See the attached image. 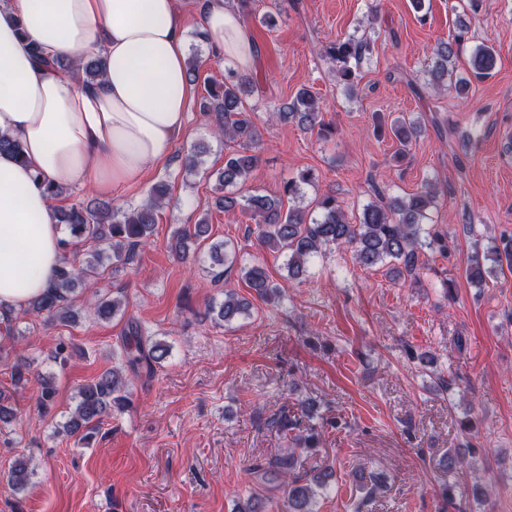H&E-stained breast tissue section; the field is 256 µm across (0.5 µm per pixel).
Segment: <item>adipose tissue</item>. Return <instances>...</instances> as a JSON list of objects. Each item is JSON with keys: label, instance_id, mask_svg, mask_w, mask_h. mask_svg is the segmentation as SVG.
<instances>
[{"label": "adipose tissue", "instance_id": "ef3b65f1", "mask_svg": "<svg viewBox=\"0 0 512 512\" xmlns=\"http://www.w3.org/2000/svg\"><path fill=\"white\" fill-rule=\"evenodd\" d=\"M214 53L250 73L259 47L229 0H200ZM43 59H36L35 50ZM102 57L84 84L53 58ZM178 0H0V310L41 296L63 260L67 231L45 185L101 196L166 163L186 133L192 87Z\"/></svg>", "mask_w": 512, "mask_h": 512}]
</instances>
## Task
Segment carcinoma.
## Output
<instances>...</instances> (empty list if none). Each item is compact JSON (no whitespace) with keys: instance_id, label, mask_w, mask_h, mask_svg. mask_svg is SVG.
Instances as JSON below:
<instances>
[{"instance_id":"cac0c4a2","label":"carcinoma","mask_w":512,"mask_h":512,"mask_svg":"<svg viewBox=\"0 0 512 512\" xmlns=\"http://www.w3.org/2000/svg\"><path fill=\"white\" fill-rule=\"evenodd\" d=\"M468 25L464 21L457 24V32L448 41L436 45L433 50V65L429 69L434 90L446 89L455 97L468 99L471 79H484L495 68L496 55L492 46L480 44L474 47L467 74L453 77L448 66L455 65L461 45L467 39ZM370 45L355 37L338 39L325 46L324 54L336 63V79L343 86L354 85L358 74L356 65L369 53ZM253 89V84L243 74L233 68L224 69L222 80L207 79L208 98L202 112L214 117V135L229 138L239 143L240 150L224 158V167L218 174L222 189L244 186L259 162L257 153L258 130L252 118L253 109L247 107L244 97ZM271 118L296 122L304 131H317L318 138L324 141L336 135V128L325 121L323 108L315 94L307 88L299 90L293 103L286 107L269 106ZM420 121L417 118H395L390 130L399 143L398 152L405 155L410 144L417 137ZM315 181L312 170H302L296 177L287 180L283 191L290 199L303 197L302 186ZM167 195V187L153 188L149 199L137 206L109 209L72 205L56 213L59 223L66 225L70 239L64 241L65 255L62 266L56 271L51 288L28 306L31 312L46 315L52 321L71 322L79 312L71 302V294L79 286H88L103 267L113 264L125 266L134 262L138 251L152 235L156 223L157 209ZM378 200L362 209L358 220L350 219L333 195L316 197L304 207H290L284 211L281 202L266 195L247 194L237 196L227 193L217 198V205L225 212L236 208L251 213L252 219L260 227L261 244L273 252L288 256V276L295 278L302 274L309 260L326 252L331 246L349 248L357 263L363 267H375L385 261L391 262L390 274L396 278L409 276L418 283L420 277L418 260L424 250H445L444 239L437 233L423 228V219L435 207L437 195L433 184L426 182L420 189L408 196L385 198L381 190H376ZM209 225L201 222L191 229L177 231L170 244L171 251L185 259L190 254V244L205 241L209 237ZM87 248L86 257L77 260L78 246ZM211 269L216 278L224 276V265L230 262L226 244L219 242L210 245ZM242 279L263 301L281 296V285L274 282L264 267L254 264L241 268ZM496 270H487L474 256L467 270L469 279L481 285L486 275ZM249 301L239 297L235 291L224 293L216 318L226 323L246 312ZM94 314L100 320L110 321L117 315H125V303L119 297L108 295L98 298ZM122 357L125 366L134 374L141 371L151 374L155 366L162 364L170 354V346L152 342L143 336L138 323L130 319L124 336ZM11 376L14 385L19 386L35 378L39 384L34 406L47 416L55 405L57 388L54 377L43 375L27 362L12 366ZM129 403L125 378L115 368L102 371L92 381L81 385L75 396V405L68 420L62 425L65 435L79 436V441L88 434L100 429L107 416L121 411ZM275 427L290 434V439L301 450L316 447L317 435L314 428L301 427L302 420L281 412L273 418ZM296 457L289 452L267 464L255 463L251 473L260 476L264 483L279 482L282 488L284 512H312L310 507L315 488L329 484L333 472L300 474L295 471ZM441 465L453 473L467 465L465 454L450 450L442 457ZM29 480L26 460L16 459L9 469L6 481L16 492L22 491ZM273 508L271 498L255 494L251 496L243 512H269Z\"/></svg>"}]
</instances>
